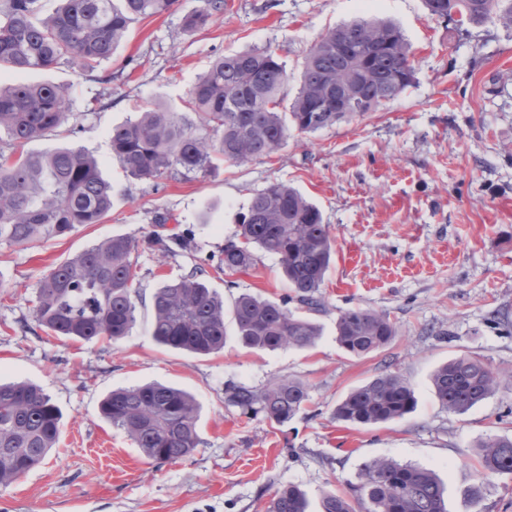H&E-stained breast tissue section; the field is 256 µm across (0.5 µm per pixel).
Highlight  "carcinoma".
<instances>
[{
  "instance_id": "carcinoma-1",
  "label": "carcinoma",
  "mask_w": 512,
  "mask_h": 512,
  "mask_svg": "<svg viewBox=\"0 0 512 512\" xmlns=\"http://www.w3.org/2000/svg\"><path fill=\"white\" fill-rule=\"evenodd\" d=\"M429 13L463 27L499 24L512 30V0H424ZM174 0H60L43 13L42 0H0V71L50 69L70 62L91 75L112 55L131 25L169 10ZM227 0H202L184 18L191 34L224 15ZM410 44L388 22L364 19L323 33L304 59L293 98L284 91L285 64L269 49L235 52L216 59L189 89L190 112L151 104L136 119L112 126L107 138L112 158L135 179L158 183L165 177L207 175L216 162L240 166L280 148L289 129L311 133L375 111L399 96L414 80ZM71 116L67 87L52 81L0 83V245L28 246L98 224L112 210L114 192L102 161L73 142L46 152L17 154L14 147L58 136ZM238 240L224 245L217 270L244 272L256 265L255 251L276 257L290 288L277 302L239 295L232 307L240 344L251 350L307 348L318 327L294 314L295 301L320 305L318 293L334 252L330 226L319 208L282 182L256 191L240 216ZM147 248L165 256L196 251L189 232L149 233ZM138 249L116 235L51 268L39 281L33 315L48 334L91 342L129 335L136 317L134 283ZM195 267L153 295L149 333L161 347L200 356L224 349V299ZM395 327L388 314L363 308L340 312L336 342L364 357L388 346ZM439 403L462 413L494 395L497 374L466 355L448 360L432 376ZM310 401L308 386L296 379L262 391L230 383L224 404L247 418L283 424ZM415 406L410 383L396 372L383 373L351 390L333 416L352 424L377 425L403 418ZM200 406L185 390L160 383L109 393L99 413L128 434L158 463L191 456L200 445ZM61 413L51 397L29 382L0 383V485L38 467L60 437ZM478 478L512 474V437L479 441ZM321 512H447L444 488L427 468L376 458L363 464L348 497L329 492ZM306 494L294 485L273 497L268 512H308Z\"/></svg>"
}]
</instances>
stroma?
<instances>
[{
	"instance_id": "obj_1",
	"label": "stroma",
	"mask_w": 512,
	"mask_h": 512,
	"mask_svg": "<svg viewBox=\"0 0 512 512\" xmlns=\"http://www.w3.org/2000/svg\"><path fill=\"white\" fill-rule=\"evenodd\" d=\"M198 5L175 0L168 12L135 22L96 77L70 63L14 75L68 87L66 139L98 155L115 196L101 223L0 246V379L40 384L63 415L56 451L0 486V512H268L288 484L318 512L325 493L348 491L374 458L434 470L448 512H512V475L482 483L475 474L478 441L512 436V31L489 24L457 33L423 0H375L367 11L359 0H228L223 18L186 34L183 18ZM361 16L397 24L413 54L412 85L377 111L290 132L271 157L157 185L127 176L113 159V125L147 102L186 111L189 88L215 59L272 49L292 94L319 36ZM273 182L313 202L335 241L320 307L291 306L320 327L315 345L251 351L229 319L220 353L158 346L149 334L155 289L221 256L251 193ZM162 216L167 228L193 233L197 252H134L140 296L129 336L73 342L38 326L32 301L50 268L115 235L142 240ZM207 279L228 307L243 293L277 301L287 292L276 258L263 253L248 272L212 269ZM352 307L388 314L396 329L388 347L355 357L338 346L336 319ZM463 354L481 358L502 382L454 414L439 405L431 376ZM385 372L411 384L412 413L376 426L334 419L348 391ZM288 378L311 396L289 422L248 419L224 404L227 384L260 391ZM149 382L195 396L201 443L192 456L156 464L100 417L109 392Z\"/></svg>"
}]
</instances>
